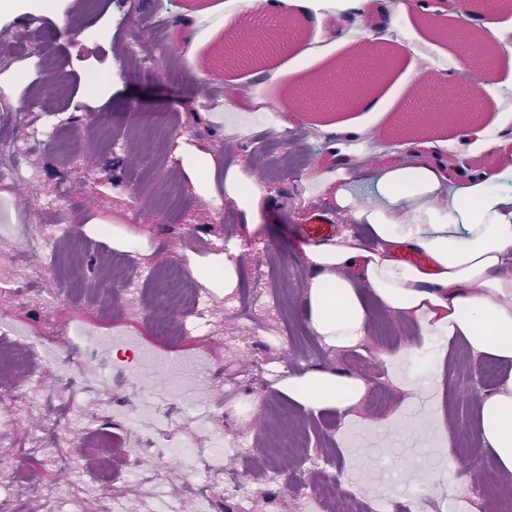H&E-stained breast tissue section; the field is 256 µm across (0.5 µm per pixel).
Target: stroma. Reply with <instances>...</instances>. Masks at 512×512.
Segmentation results:
<instances>
[{"mask_svg":"<svg viewBox=\"0 0 512 512\" xmlns=\"http://www.w3.org/2000/svg\"><path fill=\"white\" fill-rule=\"evenodd\" d=\"M323 0L322 25L279 9L244 13L242 0H52V13L25 31L27 15L0 18V141L25 144L21 176L0 180V336L25 331L58 357L76 351L87 418L112 401L138 410L139 422L100 423L126 442L192 444L224 440V467L211 475L210 512H307L322 484L337 502H377L381 512H512V480L494 468L475 430L486 398L512 382L500 365L477 379L486 357L457 339H420L411 321L374 309L354 348L324 344L306 325L312 241L310 213L323 211L337 234L367 238L334 193L355 176L360 206L378 200L375 182L406 153V142L474 159L477 169L507 165L484 148L512 132V53L494 70L426 25L416 0ZM166 29L153 32L155 20ZM263 30L315 46L236 59L245 37ZM401 54L382 92V111L306 110L302 79L335 71L369 36ZM48 62L62 87L37 98L24 119L15 109ZM484 127L466 138L455 115L469 85ZM445 95L446 121L412 125L403 98ZM302 140L304 165L270 175L284 147ZM346 154L348 166L337 165ZM48 241L56 255L36 276L21 237ZM238 255L234 288L213 287L205 272ZM178 270L201 293L208 316L186 334L158 335L153 276ZM132 336L153 356L152 391L137 384L142 364L129 351L90 346L91 336ZM205 361V402H194L178 373ZM321 369L357 379L364 395L350 408L312 409L282 392V382ZM107 378L109 386L97 382ZM22 374L0 377V444H20L58 415L47 400L22 397ZM383 389L377 408L368 393ZM160 484L125 492L127 512H147L160 492L181 512H198L191 473L164 459Z\"/></svg>","mask_w":512,"mask_h":512,"instance_id":"stroma-1","label":"stroma"}]
</instances>
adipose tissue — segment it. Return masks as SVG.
I'll use <instances>...</instances> for the list:
<instances>
[{"mask_svg":"<svg viewBox=\"0 0 512 512\" xmlns=\"http://www.w3.org/2000/svg\"><path fill=\"white\" fill-rule=\"evenodd\" d=\"M379 201L355 206L347 186L335 192L369 231L370 244L343 235L312 246L307 326L324 343L354 347L365 336L370 303L412 317L428 340H462L476 354L512 362V165L493 175L469 172L449 182L445 166L413 156L377 179ZM401 245L424 253L429 268L398 260ZM290 398L344 410L362 393L359 381L315 370L282 384ZM477 433L493 465L512 471V390L486 399Z\"/></svg>","mask_w":512,"mask_h":512,"instance_id":"adipose-tissue-1","label":"adipose tissue"}]
</instances>
